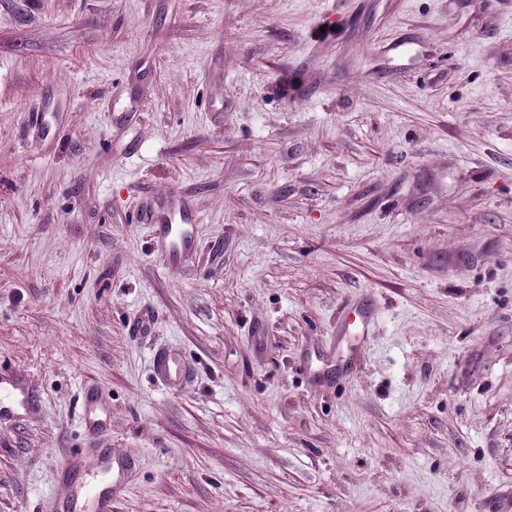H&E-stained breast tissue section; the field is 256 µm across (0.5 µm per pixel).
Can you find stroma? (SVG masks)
Returning <instances> with one entry per match:
<instances>
[{
    "instance_id": "obj_1",
    "label": "stroma",
    "mask_w": 512,
    "mask_h": 512,
    "mask_svg": "<svg viewBox=\"0 0 512 512\" xmlns=\"http://www.w3.org/2000/svg\"><path fill=\"white\" fill-rule=\"evenodd\" d=\"M0 368V512L512 502V0H0ZM160 236L166 241L172 256L188 248L193 239L191 224H159ZM153 362L162 379L170 384L181 383L189 374L188 365L168 352L156 351ZM31 395L16 381L0 376V416H21L31 404ZM85 479L71 483L68 495L60 500L59 512H111L112 498L122 489L127 464L116 458L112 448H99L84 465Z\"/></svg>"
}]
</instances>
